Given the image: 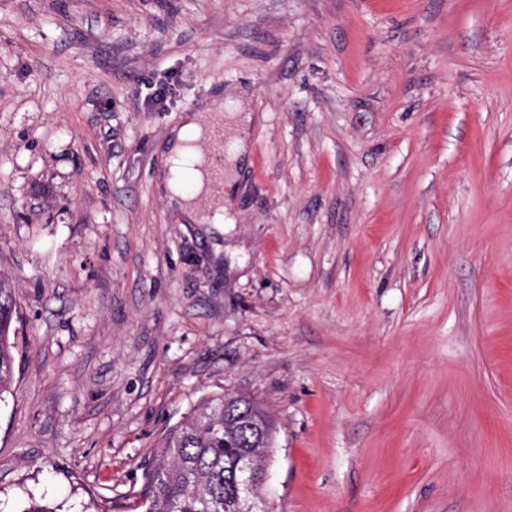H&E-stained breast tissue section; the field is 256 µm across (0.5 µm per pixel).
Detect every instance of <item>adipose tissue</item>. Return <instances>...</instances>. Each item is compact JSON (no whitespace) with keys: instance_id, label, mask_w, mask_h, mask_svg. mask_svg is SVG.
Masks as SVG:
<instances>
[{"instance_id":"adipose-tissue-1","label":"adipose tissue","mask_w":512,"mask_h":512,"mask_svg":"<svg viewBox=\"0 0 512 512\" xmlns=\"http://www.w3.org/2000/svg\"><path fill=\"white\" fill-rule=\"evenodd\" d=\"M253 115L244 100H237L232 110H225L221 97H214L203 107L184 115L179 126L173 128L165 152L170 157L174 175L166 179L165 191L172 205L190 224H221L225 221L227 205L216 204L213 215H206L198 208L195 198L207 194L211 170L205 164L200 149L208 141L214 125L223 124L234 142L230 159L233 167H241L248 154L249 128Z\"/></svg>"}]
</instances>
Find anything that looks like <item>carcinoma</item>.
<instances>
[{
  "label": "carcinoma",
  "instance_id": "cac0c4a2",
  "mask_svg": "<svg viewBox=\"0 0 512 512\" xmlns=\"http://www.w3.org/2000/svg\"><path fill=\"white\" fill-rule=\"evenodd\" d=\"M16 315L9 279L0 273V402L14 375ZM229 394L202 399L165 433L148 460L142 501L150 512H224L234 493L224 478L229 462L252 448L265 457L273 448L276 425L255 397L224 404Z\"/></svg>",
  "mask_w": 512,
  "mask_h": 512
}]
</instances>
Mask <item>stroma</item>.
<instances>
[{
    "label": "stroma",
    "instance_id": "1",
    "mask_svg": "<svg viewBox=\"0 0 512 512\" xmlns=\"http://www.w3.org/2000/svg\"><path fill=\"white\" fill-rule=\"evenodd\" d=\"M216 94L248 162L185 224L156 159ZM0 272V512H143L232 392L269 512H512V0H0ZM12 290L9 279L0 273V402L10 393L17 348L15 331H12L17 312Z\"/></svg>",
    "mask_w": 512,
    "mask_h": 512
}]
</instances>
